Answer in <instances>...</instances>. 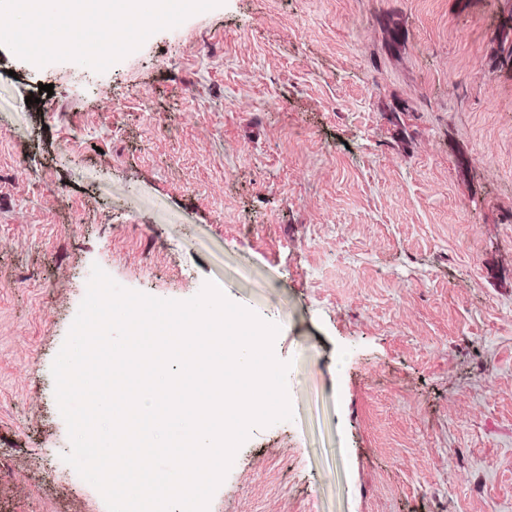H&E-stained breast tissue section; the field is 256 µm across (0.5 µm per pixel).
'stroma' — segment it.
I'll use <instances>...</instances> for the list:
<instances>
[{
    "instance_id": "1",
    "label": "stroma",
    "mask_w": 512,
    "mask_h": 512,
    "mask_svg": "<svg viewBox=\"0 0 512 512\" xmlns=\"http://www.w3.org/2000/svg\"><path fill=\"white\" fill-rule=\"evenodd\" d=\"M504 32L512 0H224L102 73L0 45V512H107L51 374L96 264L280 327L294 417L208 512H512Z\"/></svg>"
}]
</instances>
